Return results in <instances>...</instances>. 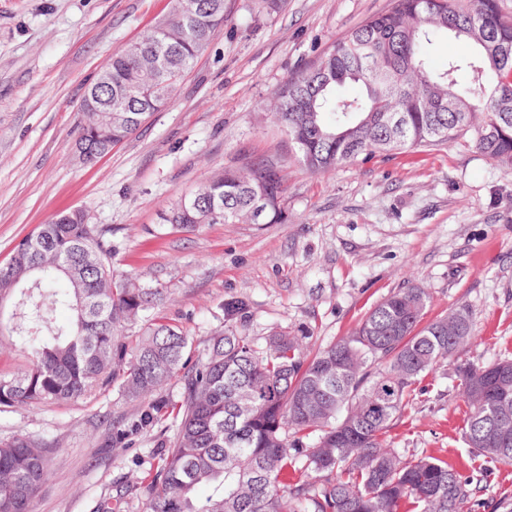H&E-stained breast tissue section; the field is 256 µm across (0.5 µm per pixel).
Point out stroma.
Instances as JSON below:
<instances>
[{"mask_svg": "<svg viewBox=\"0 0 512 512\" xmlns=\"http://www.w3.org/2000/svg\"><path fill=\"white\" fill-rule=\"evenodd\" d=\"M391 0H225L229 20L168 104L92 164L74 146L86 87L114 51L168 15L171 0H0V262L38 225L68 209L112 228L115 269L170 301L161 314L195 346L224 324V301L245 299L249 333L307 339L305 354L349 335L391 292L418 285L427 319L466 306L476 340L459 358L512 357V167L473 142L358 158L306 170L265 103ZM249 155H278L284 224L160 230L158 215L207 175ZM455 361L416 384L387 432L402 456L483 466L464 437L467 407ZM141 401L118 388L68 404L0 408V442H44L51 476L33 512H98L117 488L143 512L139 485L161 430L111 440L113 421ZM479 512H512V466L495 465Z\"/></svg>", "mask_w": 512, "mask_h": 512, "instance_id": "obj_1", "label": "stroma"}]
</instances>
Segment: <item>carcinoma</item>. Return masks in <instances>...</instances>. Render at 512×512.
<instances>
[{
    "instance_id": "obj_1",
    "label": "carcinoma",
    "mask_w": 512,
    "mask_h": 512,
    "mask_svg": "<svg viewBox=\"0 0 512 512\" xmlns=\"http://www.w3.org/2000/svg\"><path fill=\"white\" fill-rule=\"evenodd\" d=\"M224 0H172L170 14L112 54L109 73L83 97L77 143L92 164L161 109L177 83L226 25ZM451 36L457 54L432 67L434 44ZM512 14L499 0H393L351 29L317 62L289 76L264 111L283 127L302 164L328 173L364 155L454 144L469 131L476 148L512 167ZM359 83L364 94L337 90ZM112 108L107 112L106 108ZM281 159L249 156L205 178L159 216L160 228L288 220ZM112 227L74 209L19 240L0 264V306L12 302L8 332L28 364L0 373V407L68 403L115 385L146 403L132 433L177 424L142 484L145 512H465L479 506L487 476H463L433 457H404L385 434L428 373L473 339L459 307L424 321L428 295L400 288L352 334L305 358L299 339L274 331L265 346L247 333L248 304H224V328L203 348L164 317L134 337L128 326L167 302L113 267ZM57 306L73 312L56 325ZM473 451L512 465V358L459 362ZM179 388L177 398L158 395ZM50 478L44 444H0V512H30ZM214 486L205 502L198 486Z\"/></svg>"
}]
</instances>
